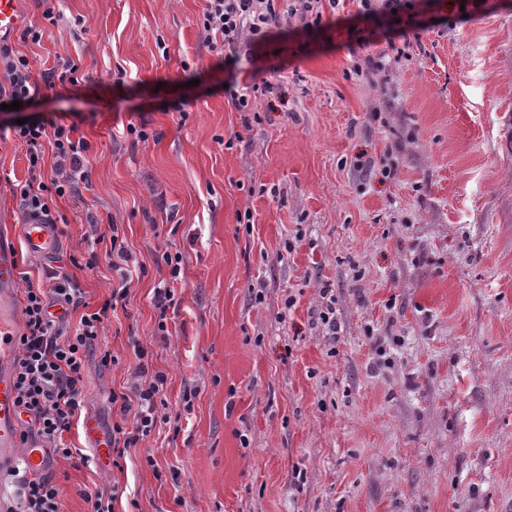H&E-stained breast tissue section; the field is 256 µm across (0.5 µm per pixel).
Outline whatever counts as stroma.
<instances>
[{
  "label": "stroma",
  "instance_id": "1",
  "mask_svg": "<svg viewBox=\"0 0 512 512\" xmlns=\"http://www.w3.org/2000/svg\"><path fill=\"white\" fill-rule=\"evenodd\" d=\"M202 7L20 0L7 39L41 84L33 111L76 124L92 166L90 189L55 200L57 250L32 256L27 150L0 112V250L19 275H74L94 308L120 273L74 262L91 222L121 225L144 273L86 353L84 414L111 428L130 338L169 376V421L123 470L51 460L67 512L115 479L137 512H512V0H438L442 24L396 37L405 55L372 80L353 66L386 41L357 0L236 59L205 47ZM69 61L75 81L42 85ZM390 146L393 177L358 167ZM162 259L164 263L170 267L169 273L171 281H164V279H162L158 283V287L154 288L151 304L153 308L158 312L159 321L157 324V329L159 332L163 333L162 335L165 336V334L169 332L167 328V312L171 308L174 311L180 301V299L177 297L176 288L171 286L170 282H172L174 285V281H177L179 278L181 271L179 265L182 261V257L178 253L172 255L170 251H167L163 253Z\"/></svg>",
  "mask_w": 512,
  "mask_h": 512
}]
</instances>
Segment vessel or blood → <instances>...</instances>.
<instances>
[{"label": "vessel or blood", "mask_w": 512, "mask_h": 512, "mask_svg": "<svg viewBox=\"0 0 512 512\" xmlns=\"http://www.w3.org/2000/svg\"><path fill=\"white\" fill-rule=\"evenodd\" d=\"M19 233L33 256L50 255L56 248V238L51 225L33 221L20 225ZM15 397L12 373L0 369V475L19 463L24 464L30 472H43L47 463L46 448L33 443L26 451L18 449Z\"/></svg>", "instance_id": "1"}]
</instances>
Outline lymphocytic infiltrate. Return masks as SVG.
<instances>
[{"instance_id":"f902f5d3","label":"lymphocytic infiltrate","mask_w":512,"mask_h":512,"mask_svg":"<svg viewBox=\"0 0 512 512\" xmlns=\"http://www.w3.org/2000/svg\"><path fill=\"white\" fill-rule=\"evenodd\" d=\"M321 0H293L283 8L279 0H204L203 40L213 50L251 53L267 32L291 17L308 18L319 11ZM363 19L374 27L397 29L401 33L424 28L421 9L436 0H359ZM39 87L33 82L29 59L0 43V104L19 101L27 104ZM15 138L27 148L31 179L19 192L24 221L56 223L54 200L77 194L90 184V161L86 141L74 139V127L44 117L29 116L25 124L14 125ZM52 154L50 175H43L45 154ZM137 270L122 277L119 288L99 308L84 310L83 292L73 278L52 272L48 288L26 283L23 290L24 330L5 337L14 354L11 372L16 383L19 438L28 442L41 438L49 452L66 460L76 458L84 466L94 465L95 457L76 453L63 439L84 408L86 394L83 376L88 348L97 341L104 326L118 308L129 302ZM58 303L67 313H79L72 334L62 335L49 312ZM135 383L126 390L112 391V448L114 467H121L131 448L148 437L169 407L166 392L168 375L155 369L148 351L134 345ZM11 476L15 493L0 504V512H64L61 486L52 476L29 475L16 467Z\"/></svg>"}]
</instances>
